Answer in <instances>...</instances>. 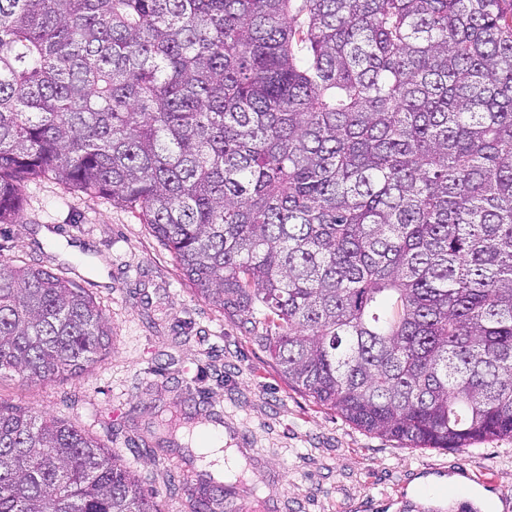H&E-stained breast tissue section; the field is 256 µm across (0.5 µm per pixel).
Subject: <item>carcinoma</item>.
Instances as JSON below:
<instances>
[{"mask_svg": "<svg viewBox=\"0 0 512 512\" xmlns=\"http://www.w3.org/2000/svg\"><path fill=\"white\" fill-rule=\"evenodd\" d=\"M46 175L136 210L355 425L512 437V0H0V224ZM111 333L0 261V375L86 369ZM0 512L164 510L107 443L0 403Z\"/></svg>", "mask_w": 512, "mask_h": 512, "instance_id": "cac0c4a2", "label": "carcinoma"}]
</instances>
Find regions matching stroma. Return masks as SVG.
I'll return each mask as SVG.
<instances>
[{
  "mask_svg": "<svg viewBox=\"0 0 512 512\" xmlns=\"http://www.w3.org/2000/svg\"><path fill=\"white\" fill-rule=\"evenodd\" d=\"M26 199L21 223L0 224V260L76 269L112 325V352L53 382L1 377L0 401L111 442L164 512H187L167 479L204 478L209 467L191 438L215 421L225 448L241 455L239 494L260 512H496L462 500L447 484L456 475L512 512V437L438 450L361 429L291 388L247 326L197 294L135 212L49 177L31 181ZM174 415L170 452L156 442ZM428 476L441 479L438 491L412 492Z\"/></svg>",
  "mask_w": 512,
  "mask_h": 512,
  "instance_id": "obj_1",
  "label": "stroma"
}]
</instances>
